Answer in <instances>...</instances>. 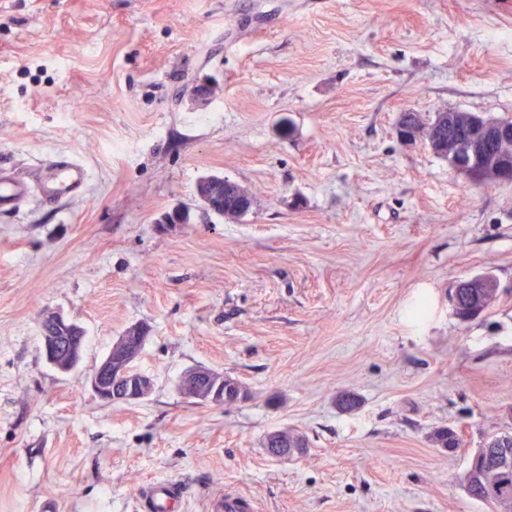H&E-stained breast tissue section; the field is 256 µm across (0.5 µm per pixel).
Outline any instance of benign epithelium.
<instances>
[{
  "mask_svg": "<svg viewBox=\"0 0 512 512\" xmlns=\"http://www.w3.org/2000/svg\"><path fill=\"white\" fill-rule=\"evenodd\" d=\"M465 129L466 137L455 136L458 127L448 123V150L451 167L463 178L484 182L495 179L499 182L512 180V166L499 158L496 146L512 139V126L505 123L484 121L478 117L471 119ZM224 183V177L208 175L196 187L203 211L214 213L224 207V199L201 190L208 184ZM42 352L46 362L55 370L67 373L74 370L81 361L82 348L59 347V332L81 334L76 323L59 313H50L41 322ZM144 336H124L113 345L108 355L94 369L89 382L96 396L106 404L141 402L153 392L152 379L135 366L140 356ZM183 387L195 391V398L220 405L224 403V383L211 385L200 377L199 372L191 371L183 377Z\"/></svg>",
  "mask_w": 512,
  "mask_h": 512,
  "instance_id": "obj_1",
  "label": "benign epithelium"
}]
</instances>
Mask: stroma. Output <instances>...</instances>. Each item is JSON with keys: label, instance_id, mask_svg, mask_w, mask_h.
Wrapping results in <instances>:
<instances>
[{"label": "stroma", "instance_id": "35a3bbf8", "mask_svg": "<svg viewBox=\"0 0 512 512\" xmlns=\"http://www.w3.org/2000/svg\"><path fill=\"white\" fill-rule=\"evenodd\" d=\"M444 109L512 117L503 0H0V169L88 171L0 211V512H152L170 483L179 512H492L458 480L512 432V183L401 145V112ZM208 174L251 211L205 214ZM484 273L500 295L460 321ZM48 312L84 332L66 374ZM139 324L153 393L104 404L88 378ZM200 367L244 397L186 398ZM282 428L304 455L267 454ZM55 167L58 180L53 182L51 191L55 195L78 191L84 188L88 180L86 168L67 157H60L51 162ZM41 331L42 352L46 362L61 373L74 370L81 361L82 348L78 346L80 340L78 339L72 344L78 347L70 346L62 351L59 347V338L61 336L57 335L60 331L65 334H77L78 336H72L73 341H75L77 338L83 337L79 336L82 332L80 326L59 313H50L43 317ZM183 496V491L178 487L168 484H162L154 487L151 499L153 510L157 512H172L177 500ZM211 512H258L257 503L238 493L226 492L224 496L213 497L210 501Z\"/></svg>", "mask_w": 512, "mask_h": 512}]
</instances>
